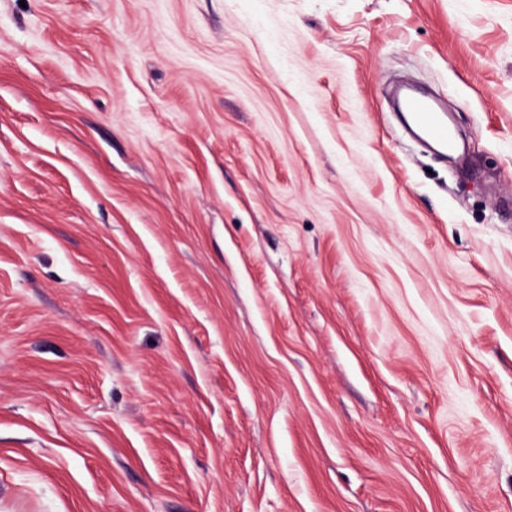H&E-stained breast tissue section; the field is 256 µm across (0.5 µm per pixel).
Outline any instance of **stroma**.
Masks as SVG:
<instances>
[{
	"instance_id": "stroma-1",
	"label": "stroma",
	"mask_w": 512,
	"mask_h": 512,
	"mask_svg": "<svg viewBox=\"0 0 512 512\" xmlns=\"http://www.w3.org/2000/svg\"><path fill=\"white\" fill-rule=\"evenodd\" d=\"M0 512H512V0H0ZM406 127L436 153L448 157V112L437 100L412 92L401 109Z\"/></svg>"
}]
</instances>
